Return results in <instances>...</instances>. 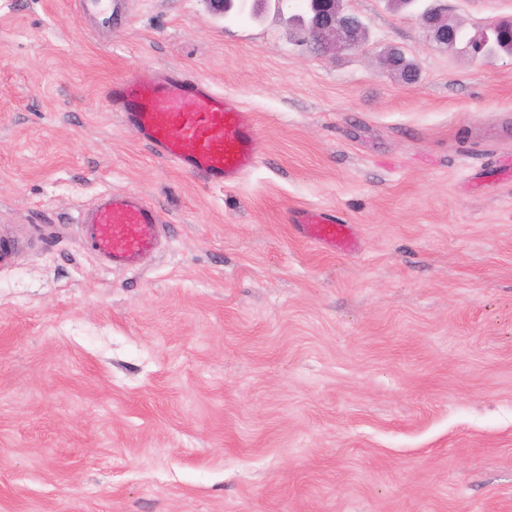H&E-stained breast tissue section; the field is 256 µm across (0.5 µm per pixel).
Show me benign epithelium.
<instances>
[{
  "label": "benign epithelium",
  "instance_id": "benign-epithelium-1",
  "mask_svg": "<svg viewBox=\"0 0 512 512\" xmlns=\"http://www.w3.org/2000/svg\"><path fill=\"white\" fill-rule=\"evenodd\" d=\"M307 24L303 25L305 41L315 50L326 52L336 47L354 48L361 44L358 32L353 30L348 13L343 10L342 0H305ZM421 24L428 28L434 39L452 49L465 40V49L474 57L484 55L488 32L493 30L512 31V23H492L472 36H464L459 25L449 22L442 9L433 7L419 15Z\"/></svg>",
  "mask_w": 512,
  "mask_h": 512
}]
</instances>
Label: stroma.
<instances>
[{
	"instance_id": "35a3bbf8",
	"label": "stroma",
	"mask_w": 512,
	"mask_h": 512,
	"mask_svg": "<svg viewBox=\"0 0 512 512\" xmlns=\"http://www.w3.org/2000/svg\"><path fill=\"white\" fill-rule=\"evenodd\" d=\"M445 3L470 33L512 18ZM344 8L362 46L316 55L302 0H127L104 27L0 0V512H512V55ZM144 68L235 95L255 168L214 187L124 129L104 90ZM104 190L165 217L136 269L76 222ZM292 223L303 225L306 237L342 250L353 248L354 239L348 232L347 224L337 222L322 212L312 214L306 210H297L292 214Z\"/></svg>"
}]
</instances>
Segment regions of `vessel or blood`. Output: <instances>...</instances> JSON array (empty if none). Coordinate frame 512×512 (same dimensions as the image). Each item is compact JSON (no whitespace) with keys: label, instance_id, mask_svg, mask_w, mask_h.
Masks as SVG:
<instances>
[{"label":"vessel or blood","instance_id":"1","mask_svg":"<svg viewBox=\"0 0 512 512\" xmlns=\"http://www.w3.org/2000/svg\"><path fill=\"white\" fill-rule=\"evenodd\" d=\"M105 97L120 124L158 157L199 175L212 186L238 183L257 162L256 125L228 93L200 79L143 71L111 82ZM307 238L344 250L354 239L327 214L295 211ZM97 252L117 269L137 268L159 248L162 215L140 192L105 191L81 213Z\"/></svg>","mask_w":512,"mask_h":512}]
</instances>
